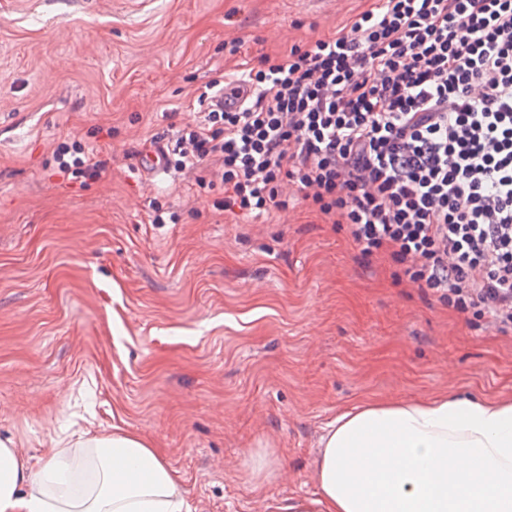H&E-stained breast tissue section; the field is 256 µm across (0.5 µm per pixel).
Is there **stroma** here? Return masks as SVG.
I'll return each instance as SVG.
<instances>
[{"label":"stroma","instance_id":"35a3bbf8","mask_svg":"<svg viewBox=\"0 0 512 512\" xmlns=\"http://www.w3.org/2000/svg\"><path fill=\"white\" fill-rule=\"evenodd\" d=\"M372 3L0 0V437L18 453L117 426L161 452L191 512H275L314 494L326 424L362 401L512 398V333L363 260L346 226L304 204L219 212L223 187L139 164L207 81ZM64 141L106 170L57 173ZM153 200L178 222L150 223Z\"/></svg>","mask_w":512,"mask_h":512}]
</instances>
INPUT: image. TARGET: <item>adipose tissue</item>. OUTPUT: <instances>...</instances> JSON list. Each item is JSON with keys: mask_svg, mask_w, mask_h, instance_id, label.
Segmentation results:
<instances>
[{"mask_svg": "<svg viewBox=\"0 0 512 512\" xmlns=\"http://www.w3.org/2000/svg\"><path fill=\"white\" fill-rule=\"evenodd\" d=\"M91 463L81 492L69 474ZM314 496L277 512H512V399L448 393L339 413L314 460ZM0 512H189L178 473L141 436L57 439L47 458L0 438Z\"/></svg>", "mask_w": 512, "mask_h": 512, "instance_id": "adipose-tissue-1", "label": "adipose tissue"}]
</instances>
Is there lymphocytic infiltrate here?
Listing matches in <instances>:
<instances>
[{"label":"lymphocytic infiltrate","instance_id":"lymphocytic-infiltrate-1","mask_svg":"<svg viewBox=\"0 0 512 512\" xmlns=\"http://www.w3.org/2000/svg\"><path fill=\"white\" fill-rule=\"evenodd\" d=\"M197 101L161 162L199 192L223 185L216 209L300 197L471 326L512 332V0H374ZM53 159L76 178L106 167L77 144Z\"/></svg>","mask_w":512,"mask_h":512}]
</instances>
